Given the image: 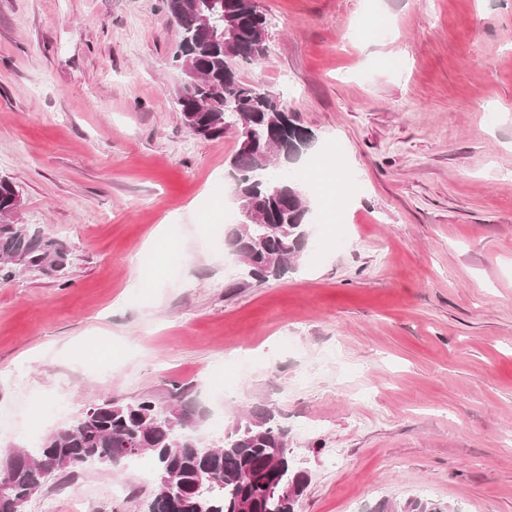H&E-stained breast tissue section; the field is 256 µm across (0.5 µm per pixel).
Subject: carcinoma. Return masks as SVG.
<instances>
[{"label": "carcinoma", "instance_id": "obj_1", "mask_svg": "<svg viewBox=\"0 0 512 512\" xmlns=\"http://www.w3.org/2000/svg\"><path fill=\"white\" fill-rule=\"evenodd\" d=\"M223 2L209 9L205 0H162L164 12L182 33L174 62L183 70L199 71V81L177 97L184 124L207 139L237 129L239 148L230 166L241 213L250 218L231 227L228 242L243 260L242 276L261 284L288 274L292 259L305 245L311 209L303 194L297 199L272 194L274 182L263 170L268 155H256L246 146L249 137L270 140L272 124L288 107L276 95L241 80L237 71L239 63L257 64L265 57L267 17L248 0ZM208 12L221 27L223 12L245 15L246 24L215 40L200 22ZM18 196L14 183L0 178V280L33 268L62 272L68 262L63 244L34 224L16 222ZM200 419L179 386L166 408L152 396L132 404L110 398L96 417L82 414L39 445L14 452L15 463L0 476L5 481L0 486V512H21L50 476L36 460L41 448H61L69 456L56 470L59 475L89 462L114 463L147 454L157 493L171 487L184 491L186 512H242L247 499L254 512H295L309 476L290 455L288 430L272 410H252L207 453L188 445L196 440ZM138 448L142 452H136ZM380 506V512H449L418 497L383 500Z\"/></svg>", "mask_w": 512, "mask_h": 512}]
</instances>
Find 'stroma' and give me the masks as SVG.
<instances>
[{
  "label": "stroma",
  "instance_id": "stroma-1",
  "mask_svg": "<svg viewBox=\"0 0 512 512\" xmlns=\"http://www.w3.org/2000/svg\"><path fill=\"white\" fill-rule=\"evenodd\" d=\"M255 4L267 54L240 75L316 147L341 145L359 193L260 286L227 224H199L220 197L238 216V136L185 126L160 0H0V177L21 223L68 251L63 272L0 280V450L28 446L32 405L43 439L103 397L165 405L177 384L210 440L276 410L310 477L296 512L404 497L512 512V0ZM379 11L385 36L369 30ZM162 225L178 258L145 249ZM221 372L231 396L213 388ZM338 452L345 467H329ZM63 487L95 512H148L154 481L76 469L24 512H73Z\"/></svg>",
  "mask_w": 512,
  "mask_h": 512
}]
</instances>
